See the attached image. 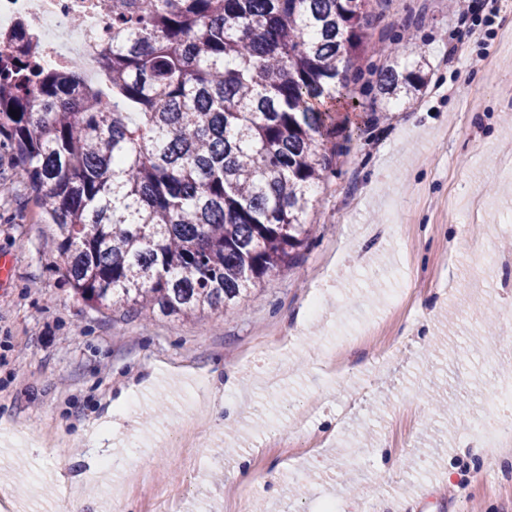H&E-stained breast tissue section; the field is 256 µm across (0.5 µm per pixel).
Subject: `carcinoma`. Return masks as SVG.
<instances>
[{"mask_svg": "<svg viewBox=\"0 0 512 512\" xmlns=\"http://www.w3.org/2000/svg\"><path fill=\"white\" fill-rule=\"evenodd\" d=\"M367 0H111L108 91L0 30L10 145L74 294L201 317L291 264L332 169L336 94L368 48ZM379 72L417 98L426 54Z\"/></svg>", "mask_w": 512, "mask_h": 512, "instance_id": "1", "label": "carcinoma"}]
</instances>
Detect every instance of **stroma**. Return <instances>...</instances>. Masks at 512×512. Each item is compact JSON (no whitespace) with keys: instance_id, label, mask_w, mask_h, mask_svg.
Here are the masks:
<instances>
[{"instance_id":"1","label":"stroma","mask_w":512,"mask_h":512,"mask_svg":"<svg viewBox=\"0 0 512 512\" xmlns=\"http://www.w3.org/2000/svg\"><path fill=\"white\" fill-rule=\"evenodd\" d=\"M367 11L310 235L225 311L86 305L0 146V512L74 487L83 512H170L175 487L177 512H512V463L460 433L512 373V0ZM411 43L427 82L394 104L378 74Z\"/></svg>"}]
</instances>
